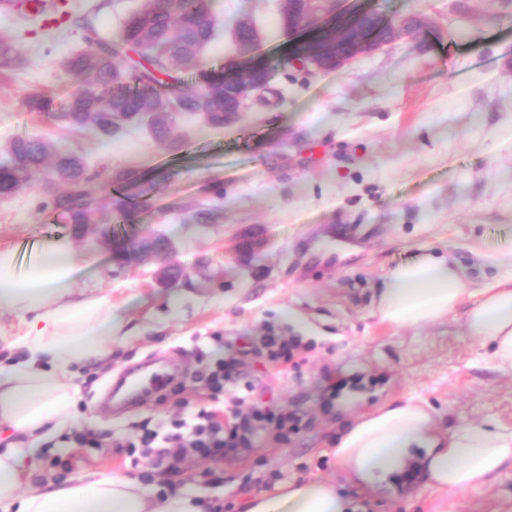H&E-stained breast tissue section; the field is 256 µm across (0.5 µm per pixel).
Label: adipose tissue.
<instances>
[{"label":"adipose tissue","instance_id":"obj_1","mask_svg":"<svg viewBox=\"0 0 512 512\" xmlns=\"http://www.w3.org/2000/svg\"><path fill=\"white\" fill-rule=\"evenodd\" d=\"M495 265L499 274L493 282L469 288L463 269L447 253H422L390 269L374 312L396 327L424 326L467 306L469 337L490 346L495 368L512 374V253L496 258ZM79 269L65 240L44 243L24 265L17 247L0 245V314L22 317L25 331L18 342L27 352L23 361L0 363V428L20 435L0 450V512H206L194 496L159 498L120 476L23 490L38 442L72 419L76 389L66 374L109 358L113 329L122 322L106 297L81 287ZM343 408L354 418L336 442V461L348 480L374 493L390 490L412 465L435 490L458 494L480 488L512 464V429L494 423L464 422L444 432L422 404L390 401L359 412L349 398ZM356 509L335 484L316 479L289 481L254 496L247 512Z\"/></svg>","mask_w":512,"mask_h":512}]
</instances>
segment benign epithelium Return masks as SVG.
Segmentation results:
<instances>
[{"mask_svg": "<svg viewBox=\"0 0 512 512\" xmlns=\"http://www.w3.org/2000/svg\"><path fill=\"white\" fill-rule=\"evenodd\" d=\"M370 11L354 9L348 14L330 15L326 0H297L288 12V42L291 61L301 62L318 71H340L361 55L373 54L404 35L418 32L420 22L415 18H400L393 23L384 21L370 29ZM260 67L255 61L250 69L234 64L224 66V85L237 86L249 70ZM172 247L167 245L154 253L164 268L162 281L173 285L177 278L171 270L176 267Z\"/></svg>", "mask_w": 512, "mask_h": 512, "instance_id": "7a95c632", "label": "benign epithelium"}]
</instances>
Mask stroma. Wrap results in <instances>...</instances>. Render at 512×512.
<instances>
[{"label": "stroma", "mask_w": 512, "mask_h": 512, "mask_svg": "<svg viewBox=\"0 0 512 512\" xmlns=\"http://www.w3.org/2000/svg\"><path fill=\"white\" fill-rule=\"evenodd\" d=\"M284 2L214 0L223 17L247 15L265 40L247 55L221 31L198 65L175 67L162 90L192 87L198 70L253 55L281 98L251 105L224 128L176 118L178 151L140 128L103 146L29 111V95L60 104L78 88L63 61L86 44L78 28L51 38L0 13V32L16 48L14 67L0 70V150L15 137L39 136L91 166L136 170L140 207L117 230L164 237L184 271L176 287H159L156 260L114 265L100 241L105 215L77 235L67 213L40 210L37 189L0 200V244L69 241L83 262L82 286L123 317L111 357L76 368L73 419L24 486L114 474L245 512L277 483L331 478L363 512H512L510 465L457 495L433 490L412 467L395 490L374 497L345 478L333 455L352 420L339 408L348 392L365 411L386 400L429 404L446 429L464 420L512 428V375L469 338L465 308L421 327L396 328L373 314L388 271L423 250L448 249L470 288L497 274L491 263L477 264L476 252H512V0H335L339 13L374 7L420 21L415 37L340 72L289 63ZM203 206L213 219L195 223ZM269 330L300 339V368L273 365L256 350ZM155 356L175 363L179 390L118 407L108 384ZM220 359L238 361L241 371L224 387L225 421L258 405L298 413L299 431L279 442L256 430L249 450L206 463L188 456L172 474L129 455L139 424L163 438L211 407L202 377ZM77 432L92 433L97 447H77Z\"/></svg>", "instance_id": "1"}]
</instances>
